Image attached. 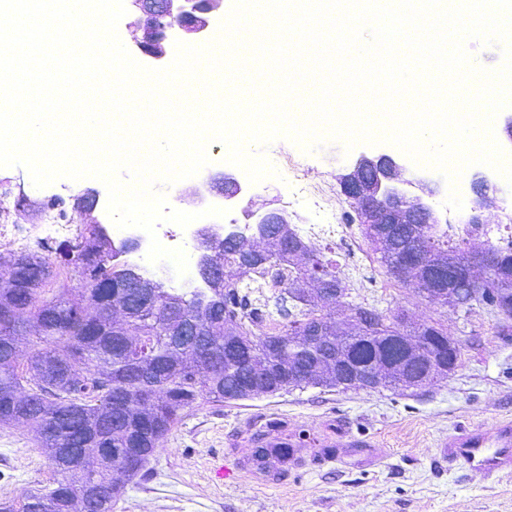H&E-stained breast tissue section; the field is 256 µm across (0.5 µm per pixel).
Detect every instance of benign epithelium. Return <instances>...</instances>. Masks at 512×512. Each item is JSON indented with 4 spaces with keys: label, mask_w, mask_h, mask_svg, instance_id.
<instances>
[{
    "label": "benign epithelium",
    "mask_w": 512,
    "mask_h": 512,
    "mask_svg": "<svg viewBox=\"0 0 512 512\" xmlns=\"http://www.w3.org/2000/svg\"><path fill=\"white\" fill-rule=\"evenodd\" d=\"M131 6L142 14L134 28L142 31L133 36L141 54L153 59L167 55L169 30L179 29L186 35L199 38L209 25L212 14L224 8V0H130ZM493 136L512 144V110L498 113L492 128ZM233 199L241 193L240 182L225 175L214 180ZM342 192L355 208L360 224H438L439 216L428 204L427 198L440 188L439 182L418 176L406 163L390 154L366 155L357 160L350 173L340 182ZM469 188L472 207L468 216L470 224H486V213L500 210L496 183L486 174L471 175ZM381 200L386 206L378 209L371 202ZM290 217L282 210L265 212L254 225H247L239 233L224 235L226 239L248 241L252 251H260L267 241L277 239L288 242Z\"/></svg>",
    "instance_id": "1"
}]
</instances>
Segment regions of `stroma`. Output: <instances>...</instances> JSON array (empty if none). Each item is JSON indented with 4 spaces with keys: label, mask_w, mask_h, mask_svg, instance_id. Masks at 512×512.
Segmentation results:
<instances>
[{
    "label": "stroma",
    "mask_w": 512,
    "mask_h": 512,
    "mask_svg": "<svg viewBox=\"0 0 512 512\" xmlns=\"http://www.w3.org/2000/svg\"><path fill=\"white\" fill-rule=\"evenodd\" d=\"M253 152L270 160L279 152L301 159L309 180L333 190L338 226L357 233L361 226L351 221L338 176L361 153L395 155L399 149L388 142L348 149L327 136L313 147L280 137ZM227 166L225 153L212 155L197 175L159 190L169 207L189 211L186 190L212 192L213 178ZM90 190L99 193L95 217L110 227L101 180L62 178L39 188L25 167L0 168V222L35 223L41 209L59 198L60 213L83 225L74 199ZM287 192L284 178L243 180L220 221L246 224L250 214L282 208ZM336 269L350 300L389 317L402 313L448 328L463 345L455 373L416 391L309 386L247 400L197 401L127 482L112 512H512V477L484 480L441 456L455 430L512 420V330L483 308L464 314L403 287L375 260L361 265L340 253ZM271 421L278 424L277 435L296 442L297 463L277 473L247 472L234 483L217 480L219 466L249 459L253 435ZM55 477L34 432L0 428V501L21 504Z\"/></svg>",
    "instance_id": "stroma-1"
}]
</instances>
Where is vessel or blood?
<instances>
[{
  "label": "vessel or blood",
  "mask_w": 512,
  "mask_h": 512,
  "mask_svg": "<svg viewBox=\"0 0 512 512\" xmlns=\"http://www.w3.org/2000/svg\"><path fill=\"white\" fill-rule=\"evenodd\" d=\"M442 454L482 477L500 478L512 475V421L487 430L480 426L461 429L449 438Z\"/></svg>",
  "instance_id": "vessel-or-blood-1"
}]
</instances>
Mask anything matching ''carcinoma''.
<instances>
[{
	"label": "carcinoma",
	"instance_id": "cac0c4a2",
	"mask_svg": "<svg viewBox=\"0 0 512 512\" xmlns=\"http://www.w3.org/2000/svg\"><path fill=\"white\" fill-rule=\"evenodd\" d=\"M288 246L267 243L268 257L237 266L241 248L217 241L207 255L223 262L224 287L193 294L162 288L151 300L132 269L114 264L101 230L85 225L66 257L85 279L75 296L36 303L50 277L49 263L33 254H0V427L35 430L59 478L16 507L0 512H112L123 487L161 447L179 413L201 398L254 399L316 386L338 391L385 387L418 389L446 378L461 363L462 346L438 324L413 325L344 303L338 320L318 313L320 284L348 288L331 262L294 230ZM363 235L377 260L404 285L438 303L467 312L485 306L512 321V244L485 247L469 237L448 241L438 224H366ZM491 251L486 268L477 256ZM277 268L283 284L277 313L282 328L255 337L245 319H261L240 291L245 277ZM482 280L472 292V281ZM191 319L197 342L168 335ZM33 333L40 348L21 359L19 337ZM26 382L28 392L18 393Z\"/></svg>",
	"mask_w": 512,
	"mask_h": 512
}]
</instances>
